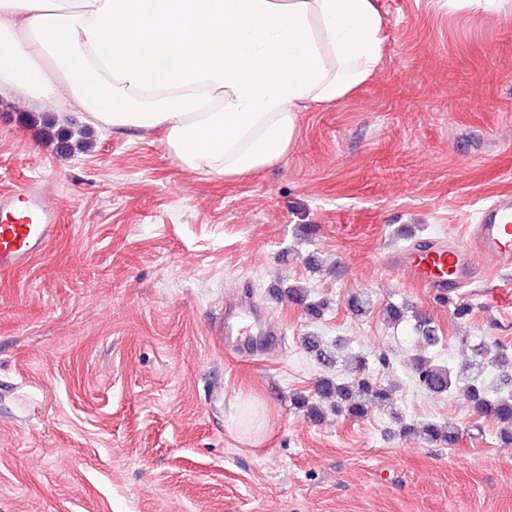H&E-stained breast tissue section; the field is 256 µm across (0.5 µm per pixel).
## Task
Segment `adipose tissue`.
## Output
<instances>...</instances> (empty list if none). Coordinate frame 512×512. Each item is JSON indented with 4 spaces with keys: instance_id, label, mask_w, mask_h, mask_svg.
Masks as SVG:
<instances>
[{
    "instance_id": "adipose-tissue-1",
    "label": "adipose tissue",
    "mask_w": 512,
    "mask_h": 512,
    "mask_svg": "<svg viewBox=\"0 0 512 512\" xmlns=\"http://www.w3.org/2000/svg\"><path fill=\"white\" fill-rule=\"evenodd\" d=\"M384 43L379 0H0V96L159 129L185 169L240 176L368 81Z\"/></svg>"
}]
</instances>
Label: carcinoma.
Wrapping results in <instances>:
<instances>
[{"label":"carcinoma","instance_id":"carcinoma-1","mask_svg":"<svg viewBox=\"0 0 512 512\" xmlns=\"http://www.w3.org/2000/svg\"><path fill=\"white\" fill-rule=\"evenodd\" d=\"M34 124L39 127L44 142L64 155H72L86 147L80 132L74 134L64 128L58 129L46 118L36 120ZM286 294L288 299L304 304L310 316L318 318L322 315V304L309 300L305 288L291 285ZM413 320L416 353L410 359L409 369L419 388L431 397H443L458 384H465L475 412L496 423V438L502 444L512 445V354L502 350L490 357L484 342L464 336L459 368L437 364L427 356V350L441 343L442 337L437 335L430 318L415 314ZM304 345L318 364L331 367L341 362L345 370L343 377L319 378L310 395L292 394L294 407L311 420L319 422L324 418L326 403L336 416L350 421L364 418L369 406L378 404L390 408L398 433L405 439H421L444 448H453L459 443L461 432L452 422H429L422 427L407 422L393 407L392 386L373 371L368 357L361 354L340 357L318 336L304 337Z\"/></svg>","mask_w":512,"mask_h":512}]
</instances>
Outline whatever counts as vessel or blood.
<instances>
[{
	"mask_svg": "<svg viewBox=\"0 0 512 512\" xmlns=\"http://www.w3.org/2000/svg\"><path fill=\"white\" fill-rule=\"evenodd\" d=\"M57 232L55 208L42 185H30L19 193H0V273L17 270L41 255ZM511 258L512 197L505 195L479 211L476 223L467 225L463 238L429 240L392 253L386 264L444 298L471 282L477 262L495 268L501 260ZM212 333L225 347L246 356L254 352L247 343L249 337H269L273 331L255 318L251 308L241 305L221 312ZM40 391L35 379L24 377L0 385V399H17L12 419L19 422L34 413Z\"/></svg>",
	"mask_w": 512,
	"mask_h": 512,
	"instance_id": "obj_1",
	"label": "vessel or blood"
}]
</instances>
